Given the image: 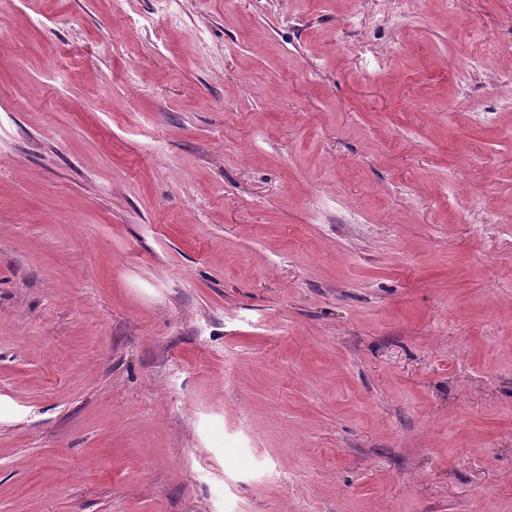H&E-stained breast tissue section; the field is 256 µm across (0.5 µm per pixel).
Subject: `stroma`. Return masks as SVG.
<instances>
[{
    "mask_svg": "<svg viewBox=\"0 0 512 512\" xmlns=\"http://www.w3.org/2000/svg\"><path fill=\"white\" fill-rule=\"evenodd\" d=\"M0 512H512V0H0Z\"/></svg>",
    "mask_w": 512,
    "mask_h": 512,
    "instance_id": "stroma-1",
    "label": "stroma"
}]
</instances>
